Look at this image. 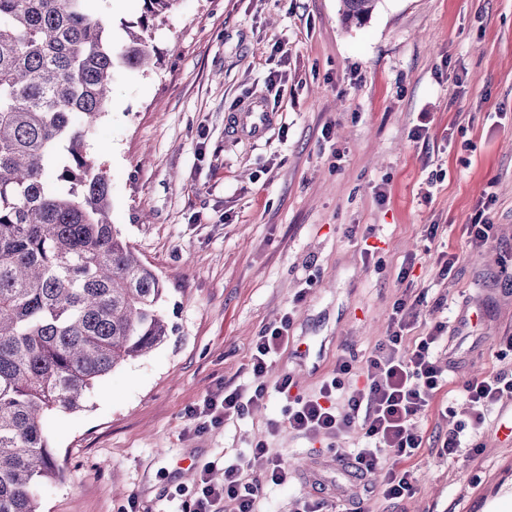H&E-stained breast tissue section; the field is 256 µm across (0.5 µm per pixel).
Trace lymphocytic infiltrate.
<instances>
[{"mask_svg": "<svg viewBox=\"0 0 512 512\" xmlns=\"http://www.w3.org/2000/svg\"><path fill=\"white\" fill-rule=\"evenodd\" d=\"M418 301L401 295L392 305L386 335L362 359L361 366L340 358L330 379L323 381L311 396L291 397L289 375L275 383L277 393L288 396V428L309 439L325 437L342 442L352 431H360L364 441L352 453L350 472L363 480L381 475L385 496L404 498L414 490L415 479L403 463L425 446L421 418L428 412L434 394L447 382L436 352L444 343L445 327L433 325L425 335L412 337L418 322ZM291 320L265 328L257 337L250 355V370L262 376L269 372L280 351L291 342ZM363 377L362 386L349 389L346 378ZM461 394L468 403L464 417L448 415V433L436 446L439 455L455 458L459 449L478 450V436L488 423L504 394L512 393V376L489 372L466 381ZM265 386L221 387L191 411L197 430L226 424L249 409L259 407ZM223 470V483L213 482L215 470ZM288 479V466L271 452L265 441L256 442L248 456L223 463L209 462L200 471L190 512H224L225 502H233L235 512H266L272 487Z\"/></svg>", "mask_w": 512, "mask_h": 512, "instance_id": "obj_1", "label": "lymphocytic infiltrate"}]
</instances>
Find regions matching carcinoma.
Returning a JSON list of instances; mask_svg holds the SVG:
<instances>
[{
    "mask_svg": "<svg viewBox=\"0 0 512 512\" xmlns=\"http://www.w3.org/2000/svg\"><path fill=\"white\" fill-rule=\"evenodd\" d=\"M117 51L86 0H0V512H39L59 466L46 414L77 411L95 383L168 336L159 278L112 224L107 171L87 151L116 62L152 59L143 0ZM361 24L379 0H341Z\"/></svg>",
    "mask_w": 512,
    "mask_h": 512,
    "instance_id": "cac0c4a2",
    "label": "carcinoma"
}]
</instances>
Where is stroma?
<instances>
[{"label": "stroma", "mask_w": 512, "mask_h": 512, "mask_svg": "<svg viewBox=\"0 0 512 512\" xmlns=\"http://www.w3.org/2000/svg\"><path fill=\"white\" fill-rule=\"evenodd\" d=\"M112 2L86 9L119 46L143 2ZM339 9L178 0L150 23L156 66L115 69L88 150L109 176L113 224L163 283L169 335L98 381L83 410L50 415L61 472L39 487L40 512H128L133 500L180 512L197 467L260 439L290 472L271 512H293L303 493L323 512L362 494L371 512H512V443L492 431L452 461L423 448L406 463L414 494L388 500L336 465L356 435L335 450L291 432L279 394L201 432L189 417L217 387L253 383L250 348L288 312L305 351L284 349L262 382L287 374L295 393L318 392L338 357L385 336L406 291L424 296L418 329L447 323L454 352L449 387L420 421L429 442L448 430L441 408L463 410L464 381L512 374L500 352L512 336V0H380L349 28ZM255 97L275 115L259 142L226 125ZM488 196L496 238L474 253L466 226ZM352 224L368 241L349 237ZM445 252L458 258L446 276ZM186 456L195 469L179 468Z\"/></svg>", "instance_id": "stroma-1"}]
</instances>
